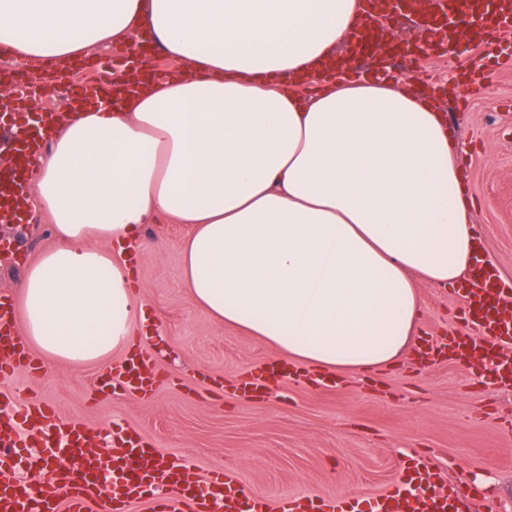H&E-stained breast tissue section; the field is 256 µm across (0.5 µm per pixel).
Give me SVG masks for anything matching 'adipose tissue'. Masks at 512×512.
Listing matches in <instances>:
<instances>
[{"label": "adipose tissue", "mask_w": 512, "mask_h": 512, "mask_svg": "<svg viewBox=\"0 0 512 512\" xmlns=\"http://www.w3.org/2000/svg\"><path fill=\"white\" fill-rule=\"evenodd\" d=\"M364 0H0V42L71 60L153 46L189 69L125 73L120 99L78 101L30 157L33 202L57 240L25 273L22 332L45 358L93 364L133 348L142 297L106 241L188 225L192 302L313 373L407 364L415 277L452 288L480 237L461 148L435 91L350 74ZM344 79L312 95L288 81Z\"/></svg>", "instance_id": "ef3b65f1"}]
</instances>
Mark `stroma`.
I'll return each mask as SVG.
<instances>
[{
    "instance_id": "1",
    "label": "stroma",
    "mask_w": 512,
    "mask_h": 512,
    "mask_svg": "<svg viewBox=\"0 0 512 512\" xmlns=\"http://www.w3.org/2000/svg\"><path fill=\"white\" fill-rule=\"evenodd\" d=\"M477 47L463 53L391 59L396 73L439 85L458 80L442 106L453 138L466 147L462 165L484 252L512 280V67L484 83L466 82ZM26 220L0 227V293L18 296L26 268L55 245L48 217L27 208ZM181 224H149L134 268L149 323L137 338L150 350L159 380L147 395L103 394L108 365H45L0 381V399L37 397L62 419L91 430L132 429L163 452L180 455L192 481L214 469L234 470L249 497L356 498L388 491L402 478L407 452H431L449 475L466 472L491 486L489 512H512V391L490 384L480 367L441 360L338 380L335 388L286 379L271 393L243 397L239 380L278 361L248 334L214 324L183 284ZM419 336L465 334L455 318L459 295L419 282Z\"/></svg>"
}]
</instances>
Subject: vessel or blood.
<instances>
[{"label": "vessel or blood", "mask_w": 512, "mask_h": 512, "mask_svg": "<svg viewBox=\"0 0 512 512\" xmlns=\"http://www.w3.org/2000/svg\"><path fill=\"white\" fill-rule=\"evenodd\" d=\"M372 10L368 32L378 38L383 31L380 18L390 17L394 0H369ZM466 22L473 33H486L481 48L486 57L496 56L497 35L512 26V0H429L418 22L423 31L434 33V51L448 54V38L457 37L459 22ZM41 138H21L10 156L15 169H23L40 148ZM462 320L470 327L466 336H447L440 342L449 358L469 360L487 348L497 351L494 381L512 386V283H498L495 272H485L477 284L461 289ZM38 371L41 364L33 359L23 338L16 332L15 312L9 295H0V379L14 375L19 368ZM117 370L127 388L146 392L153 375L143 356L137 355L118 364ZM111 442L116 452L110 458L112 477L100 482L99 458L104 442ZM33 446L35 454L20 460L16 451ZM70 454L68 466L44 474L37 488L17 481L0 482V512H130L146 489L158 493L160 512H349L341 497L293 496L279 499L245 501L244 491L231 470L211 471L205 481L190 487L187 495L169 496L170 485L180 482L184 465L174 454H160L137 434L123 435L105 429L94 432L62 422L53 409L35 402L20 406L0 405V471L37 465L41 454ZM424 506L419 512H479L487 497L486 489L476 483L447 477L434 457L415 459ZM359 512H418L399 490L366 497Z\"/></svg>", "instance_id": "vessel-or-blood-1"}]
</instances>
